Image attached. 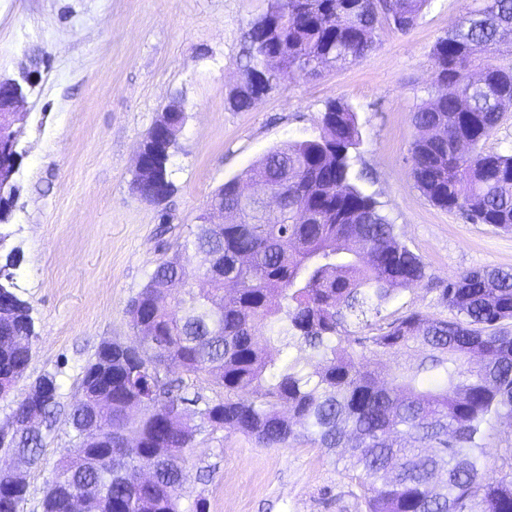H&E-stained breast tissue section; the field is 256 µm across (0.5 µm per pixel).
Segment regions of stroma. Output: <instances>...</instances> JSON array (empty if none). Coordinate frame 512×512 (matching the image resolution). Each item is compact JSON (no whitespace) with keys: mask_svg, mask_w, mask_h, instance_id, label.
Listing matches in <instances>:
<instances>
[{"mask_svg":"<svg viewBox=\"0 0 512 512\" xmlns=\"http://www.w3.org/2000/svg\"><path fill=\"white\" fill-rule=\"evenodd\" d=\"M473 0H429L404 34L385 32L356 64L289 76L237 111L245 34L267 0H0V78L40 51L41 78L21 131L19 196L8 219L36 339L23 378L0 396V427L44 374L59 385L61 417L43 432L41 462L23 466L22 512H41L46 483L74 446L66 419L85 367L107 342L132 343L129 301L157 263L191 237L215 191L268 150L320 132L328 102L349 104L362 144L360 187L379 202L426 279L391 309L446 318L440 290L458 273L512 270V233L430 203L411 173L412 114L436 96L432 48ZM185 122L162 203L134 189L136 156L171 101ZM184 512H366L342 462L300 441L279 448L202 427L185 462Z\"/></svg>","mask_w":512,"mask_h":512,"instance_id":"obj_1","label":"stroma"}]
</instances>
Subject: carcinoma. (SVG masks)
<instances>
[{
    "instance_id": "1",
    "label": "carcinoma",
    "mask_w": 512,
    "mask_h": 512,
    "mask_svg": "<svg viewBox=\"0 0 512 512\" xmlns=\"http://www.w3.org/2000/svg\"><path fill=\"white\" fill-rule=\"evenodd\" d=\"M428 0H268L248 30L243 77L280 50L274 85L288 74L348 66L386 30L411 29ZM512 0H482L431 52L440 92L413 113L411 175L424 196L477 224L512 231V154L481 143L512 108ZM322 133L267 153L222 185V224L201 221L193 238L159 263L129 305L136 344L112 343V374L85 369L87 400L69 413L73 455L56 468L43 512H69V491L101 488L83 512H182L183 463L199 424L239 432L268 447L300 438L336 454L364 492L367 512H512V472L489 481L485 441L512 423V272L483 267L448 282L450 319L395 316L389 305L427 278L422 258L352 174L361 143L356 113L330 102ZM259 182L288 197L267 210L243 195ZM13 254L0 264V385L16 384L31 358L34 323L15 292ZM306 346L308 369L291 350ZM408 351L379 382L370 364ZM162 356L186 374H204L224 397L180 393L168 375L142 366ZM130 394L187 401L193 413L126 411ZM112 441L88 430L94 411ZM42 434L14 448L39 461ZM12 448V449H14ZM12 449L5 448L9 454ZM27 487L0 512H21Z\"/></svg>"
}]
</instances>
